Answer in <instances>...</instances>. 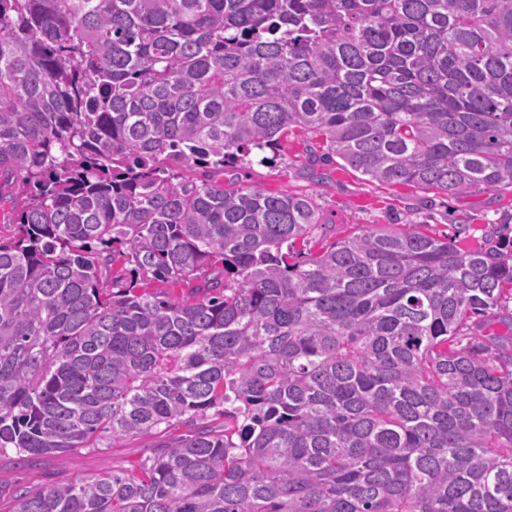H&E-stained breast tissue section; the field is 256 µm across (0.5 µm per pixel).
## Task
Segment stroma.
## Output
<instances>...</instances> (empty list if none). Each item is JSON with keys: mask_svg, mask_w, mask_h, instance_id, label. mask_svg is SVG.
<instances>
[{"mask_svg": "<svg viewBox=\"0 0 512 512\" xmlns=\"http://www.w3.org/2000/svg\"><path fill=\"white\" fill-rule=\"evenodd\" d=\"M316 142L296 130L282 142L281 159L272 166L257 163L225 173L215 180L241 186H258L270 193L288 191L312 197L320 208L321 224L315 230L318 243L360 233L366 228L415 222L436 238L458 235L467 242L480 239L490 222L512 212V192L472 190L443 196L408 186H387L362 180L350 167L331 163L310 165L309 151ZM185 425L171 426L161 434L132 436L112 448H77L64 459L29 458L8 452L0 456V512H10L16 491L39 490L60 482L89 478L104 468L139 471L145 459L170 440L187 433Z\"/></svg>", "mask_w": 512, "mask_h": 512, "instance_id": "1", "label": "stroma"}]
</instances>
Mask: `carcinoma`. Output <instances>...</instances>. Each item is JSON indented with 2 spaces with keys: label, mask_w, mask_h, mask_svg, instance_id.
<instances>
[{
  "label": "carcinoma",
  "mask_w": 512,
  "mask_h": 512,
  "mask_svg": "<svg viewBox=\"0 0 512 512\" xmlns=\"http://www.w3.org/2000/svg\"><path fill=\"white\" fill-rule=\"evenodd\" d=\"M295 129L512 191V0H0V454L191 425L11 512H512V213L297 251L312 198L212 180Z\"/></svg>",
  "instance_id": "1"
}]
</instances>
